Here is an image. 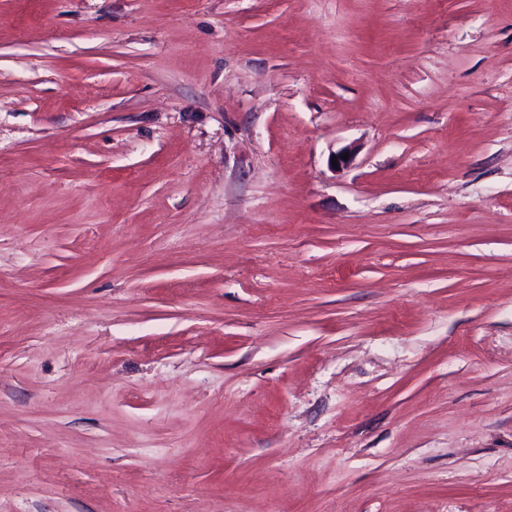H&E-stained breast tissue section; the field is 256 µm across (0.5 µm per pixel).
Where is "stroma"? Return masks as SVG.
I'll return each instance as SVG.
<instances>
[{"label":"stroma","mask_w":512,"mask_h":512,"mask_svg":"<svg viewBox=\"0 0 512 512\" xmlns=\"http://www.w3.org/2000/svg\"><path fill=\"white\" fill-rule=\"evenodd\" d=\"M0 512H512V0H0Z\"/></svg>","instance_id":"obj_1"}]
</instances>
